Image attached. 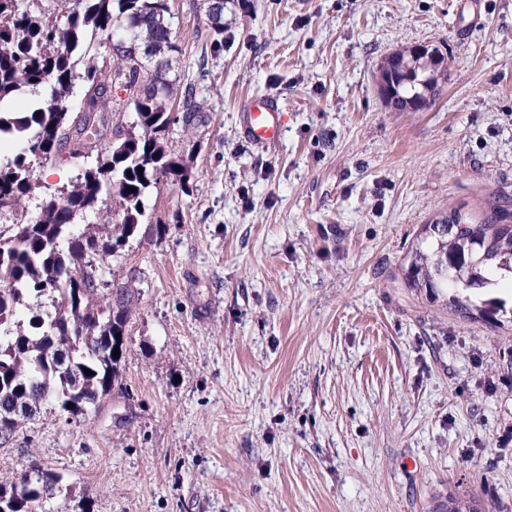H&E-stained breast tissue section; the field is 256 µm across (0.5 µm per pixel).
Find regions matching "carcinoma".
<instances>
[{
    "instance_id": "carcinoma-1",
    "label": "carcinoma",
    "mask_w": 512,
    "mask_h": 512,
    "mask_svg": "<svg viewBox=\"0 0 512 512\" xmlns=\"http://www.w3.org/2000/svg\"><path fill=\"white\" fill-rule=\"evenodd\" d=\"M62 11L22 8L19 0H0V141L15 144L0 160V439L31 421L42 405L83 416L118 376L133 290L121 287L112 303L97 299L91 259L109 256L131 236L146 215L138 209L148 190L162 179L185 185L188 166L167 152L159 138L175 123L169 53L177 51L168 0H58ZM123 21L126 38L114 48L117 64L99 68L95 58L112 39L113 23ZM87 84L78 104L70 101L76 80ZM120 84L132 93L136 125L85 171L59 200L50 198L32 222L15 220L34 190L32 148L50 144L54 152L74 140L94 149L102 136L107 89ZM183 122L190 125L201 104L193 87L185 90ZM136 188L132 192L129 187ZM118 202L121 235L106 227L71 234L80 213L95 209L102 196ZM499 207L481 222L454 208L450 216L423 225L411 249L403 280L436 297L443 288L482 289L512 275V224L502 223ZM52 297L54 311L42 298ZM455 311L491 324L499 309L477 307L470 298L450 297ZM93 374L88 375L85 369ZM60 476L34 463L19 480L0 482V512H46L59 491ZM438 512H478V500L457 501Z\"/></svg>"
}]
</instances>
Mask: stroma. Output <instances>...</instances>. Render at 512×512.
Here are the masks:
<instances>
[{
  "mask_svg": "<svg viewBox=\"0 0 512 512\" xmlns=\"http://www.w3.org/2000/svg\"><path fill=\"white\" fill-rule=\"evenodd\" d=\"M173 73L203 106L163 144L190 170L96 260L133 290L119 377L86 415L43 407L0 444V478L62 476L49 512H512V284L490 325L405 287L423 224L512 211V0H169ZM441 44L419 112L377 90L389 53ZM276 97L278 146L239 111ZM101 148L132 126L113 86ZM97 154L34 165L32 220ZM165 234H158V224Z\"/></svg>",
  "mask_w": 512,
  "mask_h": 512,
  "instance_id": "obj_1",
  "label": "stroma"
}]
</instances>
